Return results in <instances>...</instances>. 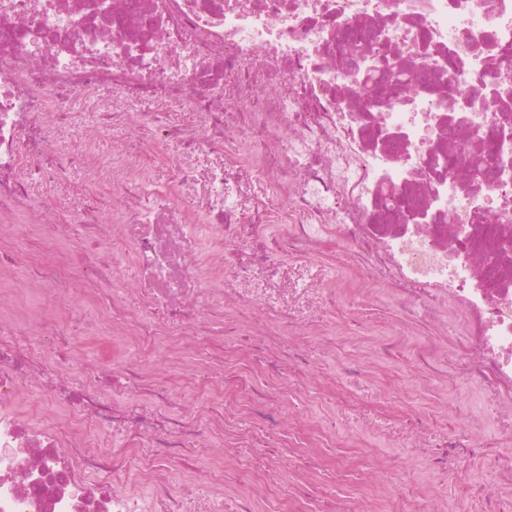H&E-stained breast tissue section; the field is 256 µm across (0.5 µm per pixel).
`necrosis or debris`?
I'll return each instance as SVG.
<instances>
[{"label": "necrosis or debris", "instance_id": "obj_1", "mask_svg": "<svg viewBox=\"0 0 512 512\" xmlns=\"http://www.w3.org/2000/svg\"><path fill=\"white\" fill-rule=\"evenodd\" d=\"M380 35L420 84L410 93L392 79L376 84L367 112L351 75ZM507 55L512 0H0V512H224L230 470L270 489L271 512H310L305 486L273 481L301 437L289 383L271 391L257 382L282 362L301 366L304 354L289 346L259 371L253 352L265 348L264 332L253 333L250 351L216 343L205 331V281L233 264L245 292L225 297L224 309L248 310L284 257L331 259L340 242L357 249L369 280L396 292L405 315L421 311L434 327L446 303L460 309L466 339L454 358L465 378L496 386V418L511 426L512 253L497 243L512 239V175L471 134L512 127ZM478 89L485 100L469 123L439 126V113L459 111ZM75 96L86 111L71 110ZM145 99L181 101L197 123L136 111ZM62 127L74 133L66 147ZM114 128L164 149L174 181L150 185L141 157H97ZM459 141L482 158L481 178L431 167L429 149L447 154ZM255 164L283 193L281 211L257 199L242 209ZM77 168L96 195L81 217L58 214L46 192L34 196ZM188 182L196 198L181 192ZM406 207L433 223H403ZM127 266L153 282L136 314L123 301ZM91 283L112 285L111 296L90 300L130 327L139 355L113 360L108 381L65 354L71 294ZM42 291L54 295L43 312L20 307ZM160 336L215 348L221 375L202 390L222 397L221 410L190 404L146 371ZM238 417L267 426L243 429ZM485 426L467 418L466 447L437 450L436 469L484 455ZM216 436L229 465L205 471L209 494L163 479L169 459ZM250 448L265 458L247 456ZM457 476L485 512H512L500 491L511 463L487 483ZM131 477L148 499L124 490Z\"/></svg>", "mask_w": 512, "mask_h": 512}]
</instances>
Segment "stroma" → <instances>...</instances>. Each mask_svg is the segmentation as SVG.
Instances as JSON below:
<instances>
[{
  "label": "stroma",
  "instance_id": "1",
  "mask_svg": "<svg viewBox=\"0 0 512 512\" xmlns=\"http://www.w3.org/2000/svg\"><path fill=\"white\" fill-rule=\"evenodd\" d=\"M282 273L310 285L307 300L287 304L272 295L259 311L232 321L213 316L212 334L220 336L229 323L242 332L273 330L277 346L284 348L289 322L304 325L307 334L299 340L307 358L301 374L304 384L289 393L288 410L316 424L333 420L337 439L372 460L364 482L373 495L350 500L349 489L334 483L326 471L307 473L305 458L298 453L289 456L286 477H307L315 507L349 500L359 512H373L391 494L385 473L397 459L413 480L415 500H434L439 512H477L456 474L436 470L430 453L462 442L461 426L448 419L458 410L488 416L487 436L494 443L488 456L467 464L471 480L488 479L498 457L512 458V427L501 426L494 417L493 387L461 379L449 364L438 375H421L416 351L425 329L400 318L393 292L368 279L352 247L341 246L332 262L285 257ZM331 284L336 287V308L325 314L319 308L321 288ZM411 412L423 418V436H416L410 426Z\"/></svg>",
  "mask_w": 512,
  "mask_h": 512
}]
</instances>
